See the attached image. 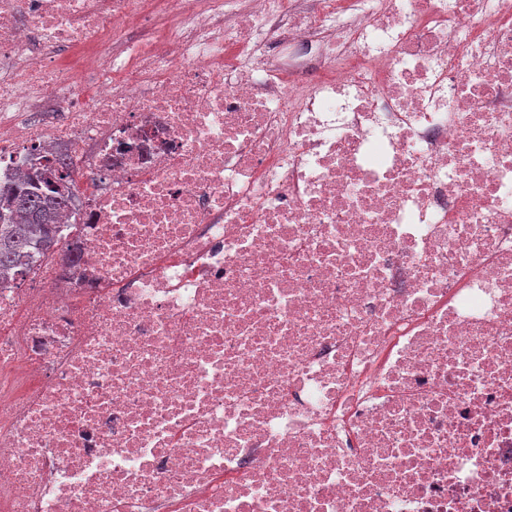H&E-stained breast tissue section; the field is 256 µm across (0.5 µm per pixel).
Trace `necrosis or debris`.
Masks as SVG:
<instances>
[{
	"instance_id": "obj_1",
	"label": "necrosis or debris",
	"mask_w": 512,
	"mask_h": 512,
	"mask_svg": "<svg viewBox=\"0 0 512 512\" xmlns=\"http://www.w3.org/2000/svg\"><path fill=\"white\" fill-rule=\"evenodd\" d=\"M50 145L0 512H512V0H0Z\"/></svg>"
}]
</instances>
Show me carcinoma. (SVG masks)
<instances>
[{"instance_id": "cac0c4a2", "label": "carcinoma", "mask_w": 512, "mask_h": 512, "mask_svg": "<svg viewBox=\"0 0 512 512\" xmlns=\"http://www.w3.org/2000/svg\"><path fill=\"white\" fill-rule=\"evenodd\" d=\"M35 153L16 160L26 173L0 179V283L29 269L34 254L57 244L61 213L78 193L76 172L66 158L42 160L33 170Z\"/></svg>"}]
</instances>
